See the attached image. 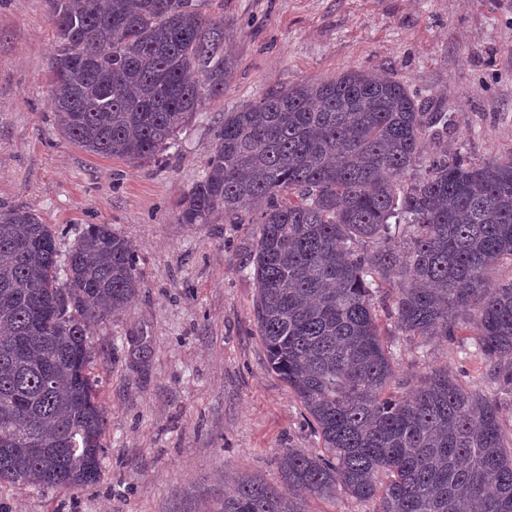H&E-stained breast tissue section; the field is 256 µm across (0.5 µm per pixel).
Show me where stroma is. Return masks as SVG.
<instances>
[{"label":"stroma","instance_id":"obj_1","mask_svg":"<svg viewBox=\"0 0 512 512\" xmlns=\"http://www.w3.org/2000/svg\"><path fill=\"white\" fill-rule=\"evenodd\" d=\"M224 19L223 96L173 147L135 163L88 153L56 125L50 0H0V211L49 224L67 253L88 224L132 245L141 288L92 326L89 371L107 425L102 477L78 489L0 485V512H217L228 474L280 485V455L321 453L301 403L273 373L258 334L246 259L253 224H183L224 115L274 89L356 69L387 73L424 111L428 154L512 156V0H203ZM392 391L435 370L468 386L487 368L474 341L402 335L387 308Z\"/></svg>","mask_w":512,"mask_h":512}]
</instances>
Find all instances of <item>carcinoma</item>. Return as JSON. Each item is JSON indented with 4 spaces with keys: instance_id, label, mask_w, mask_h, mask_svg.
<instances>
[{
    "instance_id": "cac0c4a2",
    "label": "carcinoma",
    "mask_w": 512,
    "mask_h": 512,
    "mask_svg": "<svg viewBox=\"0 0 512 512\" xmlns=\"http://www.w3.org/2000/svg\"><path fill=\"white\" fill-rule=\"evenodd\" d=\"M61 134L84 151L154 158L224 94V23L192 0H51ZM85 56L95 67L72 65ZM434 114L387 74L303 80L224 113L183 224L259 225L254 317L270 368L302 403L326 455L284 449V487L224 486L221 512H302L293 489L341 488L375 512H512V440L496 396L435 371L395 376L375 296L424 340L474 330L512 392V156L424 159ZM140 288L131 245L90 224L60 260L48 224L0 212V484L81 488L102 474L105 413L89 328Z\"/></svg>"
}]
</instances>
